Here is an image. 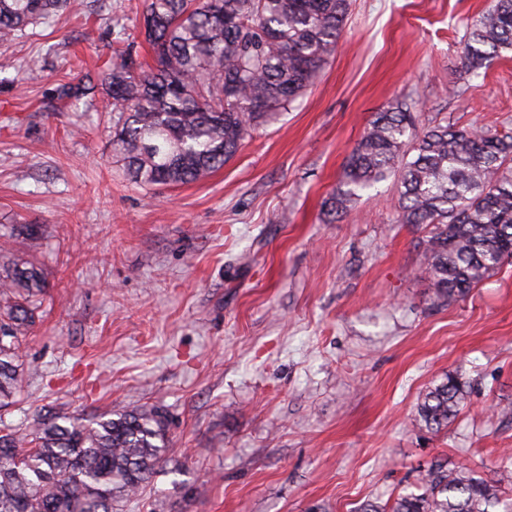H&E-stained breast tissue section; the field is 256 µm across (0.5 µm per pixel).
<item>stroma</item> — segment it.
<instances>
[{
    "label": "stroma",
    "mask_w": 512,
    "mask_h": 512,
    "mask_svg": "<svg viewBox=\"0 0 512 512\" xmlns=\"http://www.w3.org/2000/svg\"><path fill=\"white\" fill-rule=\"evenodd\" d=\"M489 0H353L305 95L209 179L163 189L112 155L105 93L62 109L53 90L111 61L116 31L150 57L141 0H74L0 44V263L41 267L19 347L26 379L0 413L165 412L169 450L123 512H356L463 466L512 498V263L466 299L420 272L425 232L399 185L339 221L323 203L374 112L416 103L438 122L512 131V53L464 79ZM456 374L448 427L415 421Z\"/></svg>",
    "instance_id": "1"
}]
</instances>
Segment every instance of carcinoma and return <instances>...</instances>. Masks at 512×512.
<instances>
[{
	"instance_id": "cac0c4a2",
	"label": "carcinoma",
	"mask_w": 512,
	"mask_h": 512,
	"mask_svg": "<svg viewBox=\"0 0 512 512\" xmlns=\"http://www.w3.org/2000/svg\"><path fill=\"white\" fill-rule=\"evenodd\" d=\"M351 0H144L153 63L118 52L81 82L62 81L65 104L106 87L112 145L135 183L200 182L224 167L256 127L275 120L323 69L343 32ZM70 0H0V43L46 23ZM512 52V0H494L461 57L474 77ZM415 103L375 113L349 156L340 187L324 203L336 218L393 174L399 222L428 230L422 273L452 302L512 261V134L453 124L417 131ZM42 270L28 262L0 273V411L24 381L19 338L35 324ZM465 397L448 373L418 404L415 420L439 431ZM168 451L158 409L87 419L36 414L0 434V512H120L155 475ZM357 512H512L495 482L465 467H430L418 492Z\"/></svg>"
}]
</instances>
